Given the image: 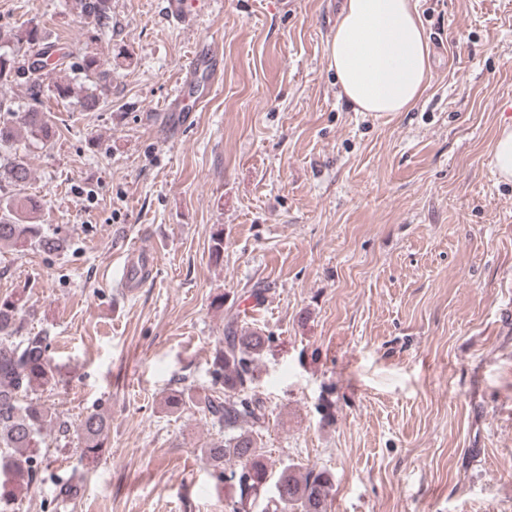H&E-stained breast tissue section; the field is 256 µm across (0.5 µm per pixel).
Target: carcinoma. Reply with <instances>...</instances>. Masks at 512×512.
<instances>
[{"label":"carcinoma","instance_id":"1","mask_svg":"<svg viewBox=\"0 0 512 512\" xmlns=\"http://www.w3.org/2000/svg\"><path fill=\"white\" fill-rule=\"evenodd\" d=\"M79 15L101 33L112 30V0H75ZM24 46L23 52L0 50V82L22 81L28 102L20 108L0 100V179L13 187L26 184L31 171L16 143L23 135L31 143L45 144L57 134L43 97L76 103L80 111L100 107L103 90L111 82L112 65L86 45L78 52H63L50 41L37 23L4 38ZM78 56L72 66L77 76L91 82L83 94L67 79L47 82L50 72L62 69L65 59ZM42 203L11 193L0 185V247H35L60 252L64 240L45 233L36 223ZM26 301L15 294L0 298V512H16L19 493L39 477L38 460L47 431H68L59 415L34 400L38 393L58 385L59 372L51 364L52 337L45 333L19 336ZM275 342L261 328L240 324L239 314L227 316L224 338L216 351L212 387L174 388L163 398L171 413L195 407L224 435L201 449L217 485L234 488L232 512H243L248 500L266 491L272 478L263 451L268 417L265 400L257 390L258 360ZM108 417L97 410L87 413L77 425L82 459L97 462L104 454ZM275 493L264 512H331L332 478L325 469L286 464L278 472Z\"/></svg>","mask_w":512,"mask_h":512}]
</instances>
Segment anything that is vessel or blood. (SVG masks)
<instances>
[{"label":"vessel or blood","instance_id":"1","mask_svg":"<svg viewBox=\"0 0 512 512\" xmlns=\"http://www.w3.org/2000/svg\"><path fill=\"white\" fill-rule=\"evenodd\" d=\"M200 12L199 0H166L165 15L171 24L192 27ZM224 71V56L214 43L200 41L187 60L181 78L177 81L165 106L166 111L191 112L201 106L213 93ZM157 264L149 250L133 247L126 254L121 267L120 283L125 288H135L144 271Z\"/></svg>","mask_w":512,"mask_h":512}]
</instances>
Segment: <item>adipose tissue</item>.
Segmentation results:
<instances>
[{
    "label": "adipose tissue",
    "mask_w": 512,
    "mask_h": 512,
    "mask_svg": "<svg viewBox=\"0 0 512 512\" xmlns=\"http://www.w3.org/2000/svg\"><path fill=\"white\" fill-rule=\"evenodd\" d=\"M340 96L358 112H405L431 60L414 0H345L328 47Z\"/></svg>",
    "instance_id": "obj_1"
}]
</instances>
